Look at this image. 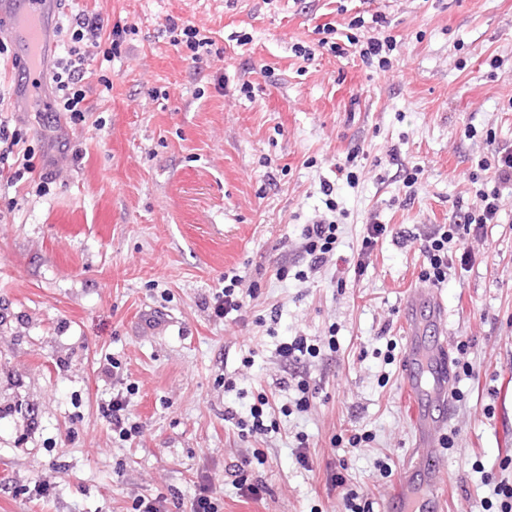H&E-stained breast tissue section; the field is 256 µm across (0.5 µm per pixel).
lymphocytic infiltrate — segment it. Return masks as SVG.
Here are the masks:
<instances>
[{
    "mask_svg": "<svg viewBox=\"0 0 512 512\" xmlns=\"http://www.w3.org/2000/svg\"><path fill=\"white\" fill-rule=\"evenodd\" d=\"M363 25V19L354 18L346 44L331 43L330 52L341 56L351 45L358 48L364 63L374 62L380 71H389L393 66L392 54L397 48L395 37L359 38L356 31ZM59 30L64 33L67 44L64 55L51 67L54 97L60 111L69 113L71 120L77 123L84 121L89 110L85 80L92 56L100 54L109 59L120 54L128 28L121 24L105 28L99 13L82 8L67 14ZM168 30L172 45H185L192 62H207L221 55L213 39L192 22L173 21ZM33 159L34 154L31 148L25 147L20 130L10 129L6 121L0 120V182L13 185L22 180L24 175L33 172ZM470 181L477 186L473 201L457 204L447 223L437 225L425 241L427 265L420 277L432 285L444 284L453 264H469L471 255L469 251L460 250V242L469 236L482 237L487 225L498 223L504 207L502 190L512 186V149L489 148L478 160L476 170L471 172ZM337 231L336 222L326 219L304 227L302 249L307 256V267L295 272V279H305L328 263L336 252Z\"/></svg>",
    "mask_w": 512,
    "mask_h": 512,
    "instance_id": "obj_1",
    "label": "lymphocytic infiltrate"
}]
</instances>
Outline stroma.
<instances>
[{"mask_svg": "<svg viewBox=\"0 0 512 512\" xmlns=\"http://www.w3.org/2000/svg\"><path fill=\"white\" fill-rule=\"evenodd\" d=\"M77 2L133 28L120 55L92 62L85 122L56 111L51 89L26 104L14 79L0 88V118L36 165L0 191V512H133L157 496L185 512L205 475L219 512H344L347 488L387 512L415 445L403 311L426 287L422 245L473 199L486 132L512 148V0ZM376 12L397 40L391 70L319 47L323 25L340 43L353 17ZM173 21L207 30L223 60L193 63L170 43ZM350 154L352 186L336 171ZM503 196L486 240L467 242L470 264L438 290L459 394L439 458L452 478L443 512H483L495 485L512 483V190ZM327 216L336 256L297 280L303 228ZM373 221L387 231L351 272ZM229 271L243 278L235 320L205 306ZM299 335L336 346L284 366L276 348ZM108 359L120 365L111 379ZM130 384L142 433L126 442L99 407ZM261 393L276 430L242 435L236 420ZM257 448L264 460L246 475L264 490L252 495L236 472ZM44 479L56 486L42 497Z\"/></svg>", "mask_w": 512, "mask_h": 512, "instance_id": "35a3bbf8", "label": "stroma"}]
</instances>
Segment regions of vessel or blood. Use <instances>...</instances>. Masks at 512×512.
Listing matches in <instances>:
<instances>
[{
    "instance_id": "b4317fda",
    "label": "vessel or blood",
    "mask_w": 512,
    "mask_h": 512,
    "mask_svg": "<svg viewBox=\"0 0 512 512\" xmlns=\"http://www.w3.org/2000/svg\"><path fill=\"white\" fill-rule=\"evenodd\" d=\"M60 0H0V37L7 39L16 49L18 65L15 77L30 96H38L43 74L33 58L43 41L51 33L49 19ZM430 320L437 328L445 326V308L435 295L428 296ZM411 296L406 302V313L412 316L409 351L404 360L406 385L417 399L413 417L416 434L415 451L420 460L417 465L403 467L397 477L398 491L390 502L392 512H442L439 470L435 464L437 441L440 434L439 419L431 407L451 404L454 374L447 352V341L434 346H423L418 335L422 329L414 315L421 302Z\"/></svg>"
}]
</instances>
